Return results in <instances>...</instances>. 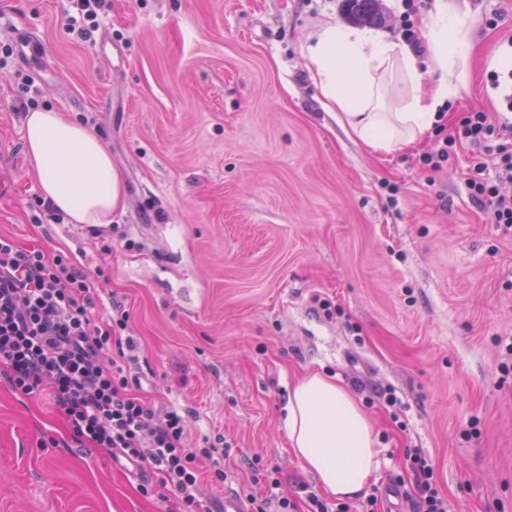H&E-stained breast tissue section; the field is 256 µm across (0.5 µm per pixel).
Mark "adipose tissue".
<instances>
[{
    "label": "adipose tissue",
    "instance_id": "adipose-tissue-1",
    "mask_svg": "<svg viewBox=\"0 0 512 512\" xmlns=\"http://www.w3.org/2000/svg\"><path fill=\"white\" fill-rule=\"evenodd\" d=\"M308 68L326 110L368 148L390 153L414 143L438 121L453 92V63L465 58L464 22L439 10L428 32V51L442 77L423 89L418 58L409 44L382 35L330 25L309 37ZM398 73L411 86L393 112L379 109L381 78ZM26 156L43 200L74 224L110 223L124 204V186L102 138L79 120L37 109L24 118ZM286 428L302 470L326 493L358 498L379 465L374 429L356 399L336 379L316 371L299 377L288 391Z\"/></svg>",
    "mask_w": 512,
    "mask_h": 512
}]
</instances>
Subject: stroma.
Returning a JSON list of instances; mask_svg holds the SVG:
<instances>
[{
  "label": "stroma",
  "mask_w": 512,
  "mask_h": 512,
  "mask_svg": "<svg viewBox=\"0 0 512 512\" xmlns=\"http://www.w3.org/2000/svg\"><path fill=\"white\" fill-rule=\"evenodd\" d=\"M90 41L68 0H0V44L25 27L45 51L0 62V233L61 250L86 271L94 313L129 315L150 403L188 412L187 444L224 437L232 476L254 464L304 503L316 480L293 456L282 407L308 370L357 392L378 440L369 488L415 492L423 449L453 512H512V231L466 185L471 146L435 173L427 131L389 154L325 111L306 68L310 34L347 24L345 0H110ZM468 26L470 50L445 125L500 119L494 66L512 70V0H424ZM99 134L126 189L95 228L44 219L26 158L25 87ZM394 392L396 408L368 387ZM51 398L0 376V512H180L145 499L138 469L68 447Z\"/></svg>",
  "instance_id": "stroma-1"
}]
</instances>
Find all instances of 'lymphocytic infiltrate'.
<instances>
[{
	"label": "lymphocytic infiltrate",
	"mask_w": 512,
	"mask_h": 512,
	"mask_svg": "<svg viewBox=\"0 0 512 512\" xmlns=\"http://www.w3.org/2000/svg\"><path fill=\"white\" fill-rule=\"evenodd\" d=\"M470 144L467 188L472 200L492 208V220L512 229V196L500 184L512 182V144L502 143L499 128L485 112H470L419 158L435 172L458 146ZM498 172L488 180V168ZM94 299L84 271L64 253L26 249L0 235V371L23 395H49L79 446L100 448L149 470L139 487L144 497L170 492L181 512H210L201 499L203 480L221 485L224 440L199 448L184 444L188 422L172 409L157 415L141 396L133 339H121L127 314L95 318ZM407 456L416 475L418 512H450L447 498L418 449Z\"/></svg>",
	"instance_id": "obj_1"
}]
</instances>
